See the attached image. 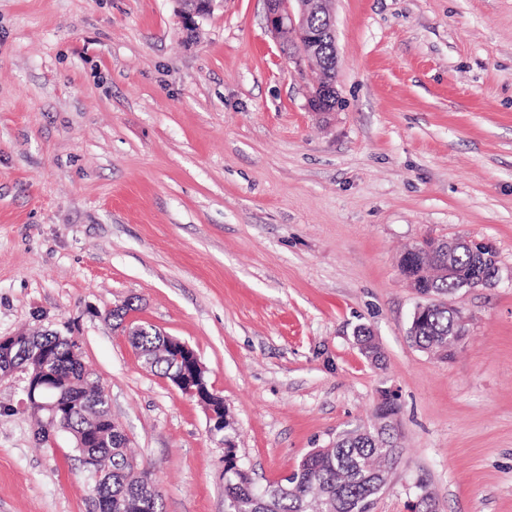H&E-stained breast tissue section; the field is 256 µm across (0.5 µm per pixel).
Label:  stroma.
<instances>
[{
  "label": "stroma",
  "mask_w": 512,
  "mask_h": 512,
  "mask_svg": "<svg viewBox=\"0 0 512 512\" xmlns=\"http://www.w3.org/2000/svg\"><path fill=\"white\" fill-rule=\"evenodd\" d=\"M0 0V336L78 337L163 512H224V449L128 321L187 342L259 484L399 406L372 512H512V0H335L340 107H307L263 0ZM492 244L441 360L401 251ZM369 327L385 362L360 352ZM0 380V512H94L68 434ZM216 0H176L178 17L183 29L194 32L201 20L210 15Z\"/></svg>",
  "instance_id": "obj_1"
}]
</instances>
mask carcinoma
Wrapping results in <instances>:
<instances>
[{"instance_id":"carcinoma-1","label":"carcinoma","mask_w":512,"mask_h":512,"mask_svg":"<svg viewBox=\"0 0 512 512\" xmlns=\"http://www.w3.org/2000/svg\"><path fill=\"white\" fill-rule=\"evenodd\" d=\"M438 242L429 239L407 249L399 268L411 287L432 298L424 318L411 323L410 340L426 353L447 358L467 329L444 299L474 276L479 256L462 239L450 254L433 249ZM27 339L50 354L48 370L60 384L53 396L60 406L58 421L71 436L74 450L98 459L100 476L90 481L97 512H162L156 483L146 480L147 469L139 468L112 426L108 396L73 351L75 342L50 333ZM130 342L159 376L179 369L177 359L164 352L165 337L154 330L132 336ZM398 415L391 396L382 394L374 424L347 430L328 447L313 449L289 476L266 487L255 483L237 449H224V512H369L399 458ZM86 432L94 434V440L80 448L78 439Z\"/></svg>"}]
</instances>
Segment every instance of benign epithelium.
<instances>
[{"mask_svg":"<svg viewBox=\"0 0 512 512\" xmlns=\"http://www.w3.org/2000/svg\"><path fill=\"white\" fill-rule=\"evenodd\" d=\"M176 2L179 4L178 17L182 28L194 32L200 21L210 15L215 0ZM333 2L334 0H265L267 27L288 50V61L294 63L300 71L304 70L307 61L318 56L322 46L335 41ZM337 98L339 91L335 81L324 79L316 83L307 105L312 112H332L333 101ZM168 348L178 361L186 363L182 371L171 377L170 382L203 406L208 432L212 438H217V432L224 430L222 397L209 387L203 364L188 343L170 336ZM49 386V379L39 367L33 375L27 377L24 391L28 404L46 408L49 422L54 425L59 409L56 404L46 400L45 389ZM219 442H224V439H219Z\"/></svg>","mask_w":512,"mask_h":512,"instance_id":"1","label":"benign epithelium"}]
</instances>
